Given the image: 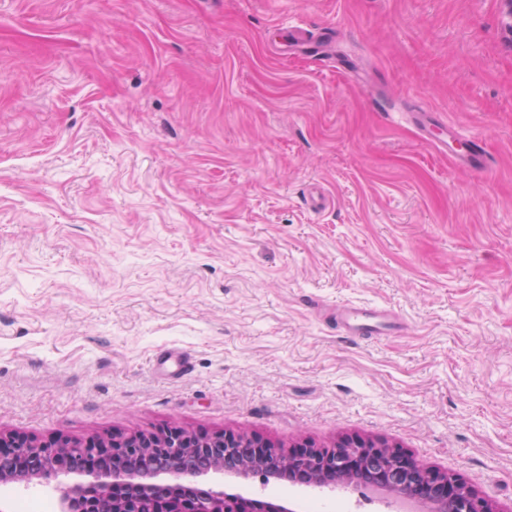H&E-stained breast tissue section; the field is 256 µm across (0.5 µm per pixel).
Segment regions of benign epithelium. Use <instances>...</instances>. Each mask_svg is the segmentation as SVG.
Wrapping results in <instances>:
<instances>
[{
	"instance_id": "1",
	"label": "benign epithelium",
	"mask_w": 512,
	"mask_h": 512,
	"mask_svg": "<svg viewBox=\"0 0 512 512\" xmlns=\"http://www.w3.org/2000/svg\"><path fill=\"white\" fill-rule=\"evenodd\" d=\"M136 434L121 437H91L85 440L59 436L37 441L21 433L0 431V484L28 482L34 478L90 476L92 480L66 484L59 488L60 512H102V503L110 502L111 512H139L136 501L152 492L153 512H286L283 506H269L257 499L237 498V506H227L229 498L221 491L209 490L203 500L193 497L176 499L166 494L171 485L193 483L198 478L224 476L218 459L203 472L189 473L178 466L180 456L188 451H242L246 463L236 471L241 476L260 473L271 478L278 474L266 469L272 453L285 457L288 468L327 469L336 466L345 472L363 467L377 455L388 457L393 468L380 471L373 486L396 495L435 505L446 512L453 504L457 512H496L493 504L473 491L458 477L422 465L397 444L383 439L346 437L331 448L301 441L290 449H278L257 437L224 431L213 435L195 434L178 427H168L134 440ZM145 456L161 453L171 466L151 470L147 465L129 469L124 465L133 453Z\"/></svg>"
}]
</instances>
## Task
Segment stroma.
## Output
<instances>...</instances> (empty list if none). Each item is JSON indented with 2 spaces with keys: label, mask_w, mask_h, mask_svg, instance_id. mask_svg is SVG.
<instances>
[{
  "label": "stroma",
  "mask_w": 512,
  "mask_h": 512,
  "mask_svg": "<svg viewBox=\"0 0 512 512\" xmlns=\"http://www.w3.org/2000/svg\"><path fill=\"white\" fill-rule=\"evenodd\" d=\"M506 12L0 0V430L382 438L512 512ZM434 121L488 168L425 139ZM338 301L406 328L342 336ZM164 347L191 372L155 373ZM199 485L391 512L351 484ZM457 141L465 145L462 152L457 153L455 156L464 163L466 167H473L476 169H485L487 166L486 155L487 150L483 142L475 137L459 138L456 136L452 128H448V141L445 139L438 140L442 146H447L449 142Z\"/></svg>",
  "instance_id": "stroma-1"
}]
</instances>
